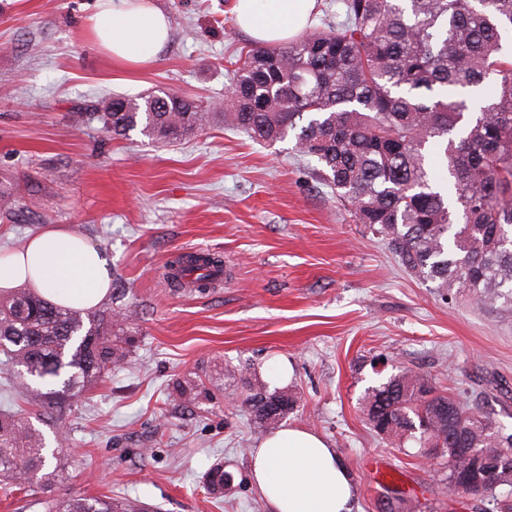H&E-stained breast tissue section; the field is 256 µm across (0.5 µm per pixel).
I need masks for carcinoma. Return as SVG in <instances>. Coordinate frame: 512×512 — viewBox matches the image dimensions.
I'll list each match as a JSON object with an SVG mask.
<instances>
[{
    "label": "carcinoma",
    "instance_id": "cac0c4a2",
    "mask_svg": "<svg viewBox=\"0 0 512 512\" xmlns=\"http://www.w3.org/2000/svg\"><path fill=\"white\" fill-rule=\"evenodd\" d=\"M330 30L306 31L286 44L260 46L230 63L231 93L222 111L204 112L173 91L141 99L102 97L76 111L82 124L124 137L189 138L217 115L251 137L294 149L350 207L357 224L383 242L401 266L443 295L475 304L512 301V0H340ZM27 208L0 181V216ZM208 291L223 260L193 253L165 266L164 278ZM131 316L55 304L27 288L0 291V366L20 367L16 390L42 416L125 363ZM230 396L244 403L253 429L275 428L297 406L287 388L248 385ZM168 397L198 406L224 388L198 377L176 381ZM367 424L386 439H411L448 458L447 484L487 495L512 486V433L493 413L472 410L422 373L401 371L371 389ZM493 452L494 470L473 464ZM85 462L48 448L24 413L0 412V489L30 496L23 508L45 512H146L137 501L55 494V479ZM233 482L213 465L207 488L222 495Z\"/></svg>",
    "mask_w": 512,
    "mask_h": 512
}]
</instances>
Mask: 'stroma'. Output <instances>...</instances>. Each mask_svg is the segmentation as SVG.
Here are the masks:
<instances>
[{
  "label": "stroma",
  "instance_id": "obj_1",
  "mask_svg": "<svg viewBox=\"0 0 512 512\" xmlns=\"http://www.w3.org/2000/svg\"><path fill=\"white\" fill-rule=\"evenodd\" d=\"M171 39L142 70L96 51L84 23L97 0H0V178L31 194L28 212L0 221L6 251L61 224L112 256V285L135 315L129 364L108 371L66 412L69 469L59 494L139 500L150 512H267L248 480L260 438L240 406L184 408L166 400L174 379L234 369L225 392L272 365L293 366L299 394L287 422L326 438L352 473V512L403 499L409 512H498L512 498L450 492L445 459L373 432L366 395L404 370L425 373L493 412L512 433V302L444 298L400 267L323 185L293 139L275 144L211 122L163 144L139 132L110 139L73 113L103 96L172 89L223 100L229 61L253 47L235 0H155ZM221 255L223 282L177 292L163 266L178 254ZM234 476L222 498L203 480L215 463Z\"/></svg>",
  "mask_w": 512,
  "mask_h": 512
}]
</instances>
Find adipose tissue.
<instances>
[{
    "mask_svg": "<svg viewBox=\"0 0 512 512\" xmlns=\"http://www.w3.org/2000/svg\"><path fill=\"white\" fill-rule=\"evenodd\" d=\"M316 0H236L238 26L263 44L293 39L310 24ZM90 44L129 67L151 64L166 44L169 19L153 0H98L86 20ZM112 257L68 229L50 227L0 254V289L26 288L73 308L101 304ZM250 480L269 512H351L356 487L320 435L284 427L250 456Z\"/></svg>",
    "mask_w": 512,
    "mask_h": 512,
    "instance_id": "ef3b65f1",
    "label": "adipose tissue"
}]
</instances>
